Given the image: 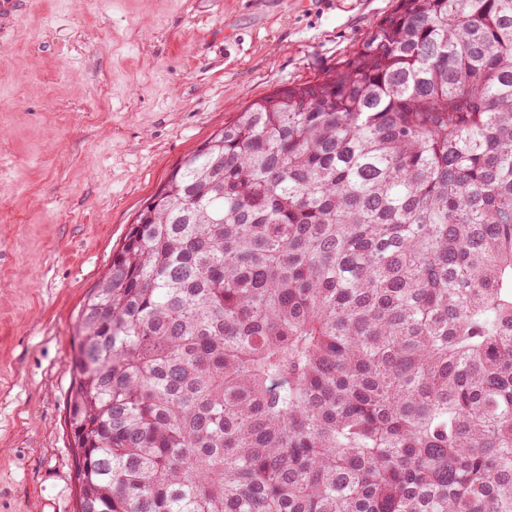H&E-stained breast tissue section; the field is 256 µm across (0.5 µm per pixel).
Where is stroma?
<instances>
[{
	"mask_svg": "<svg viewBox=\"0 0 512 512\" xmlns=\"http://www.w3.org/2000/svg\"><path fill=\"white\" fill-rule=\"evenodd\" d=\"M394 0H9L0 10V512H76L77 315L171 168L312 82Z\"/></svg>",
	"mask_w": 512,
	"mask_h": 512,
	"instance_id": "35a3bbf8",
	"label": "stroma"
}]
</instances>
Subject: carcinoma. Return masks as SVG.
<instances>
[{
	"label": "carcinoma",
	"mask_w": 512,
	"mask_h": 512,
	"mask_svg": "<svg viewBox=\"0 0 512 512\" xmlns=\"http://www.w3.org/2000/svg\"><path fill=\"white\" fill-rule=\"evenodd\" d=\"M72 364L78 512H512V0H396L182 158Z\"/></svg>",
	"instance_id": "1"
}]
</instances>
